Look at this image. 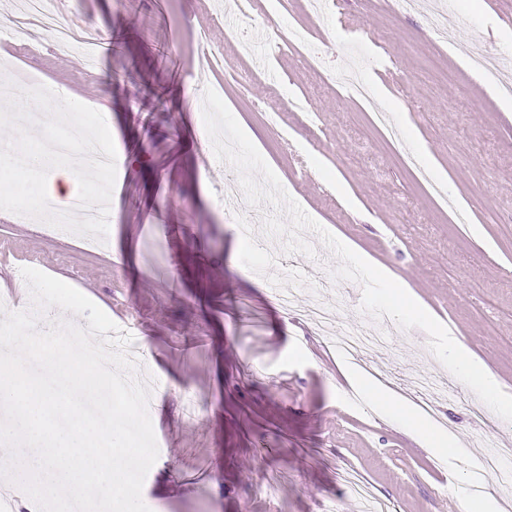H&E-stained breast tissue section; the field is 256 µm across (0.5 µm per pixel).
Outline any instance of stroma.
<instances>
[{"instance_id": "obj_1", "label": "stroma", "mask_w": 512, "mask_h": 512, "mask_svg": "<svg viewBox=\"0 0 512 512\" xmlns=\"http://www.w3.org/2000/svg\"><path fill=\"white\" fill-rule=\"evenodd\" d=\"M25 0H0V84L24 83L36 110L65 91L80 122L104 130L114 163L105 184L112 220L100 247L76 227L0 219V296L30 306L26 266L73 286L133 338L137 371L157 387L149 416L158 459L142 499L150 512H360L353 472L393 512H460L448 493L456 460L428 448L364 399L349 400L348 362L299 310L330 304L343 329L374 319L351 281L328 287L336 257L312 232L315 257L284 251L261 225L214 207L230 173L204 142L197 106L213 88L283 187L357 253L411 286L416 301L487 365L512 394V109L451 45L476 41L512 57V0H51L64 25L92 24L93 54L49 31L19 30ZM456 15L447 39L430 32L431 3ZM301 29L300 47L269 51L257 32ZM390 58L384 69L374 54ZM356 61L371 95L405 124L385 130L330 76ZM307 98L317 126L288 109ZM280 110L279 127L267 115ZM422 143L429 179L442 182L471 221L456 223L429 179L402 151ZM293 288L283 309L276 289ZM395 349L364 365L396 393L416 374L448 370L422 329L394 328ZM200 410L188 421V402ZM454 382L438 400L449 441L483 454L471 410Z\"/></svg>"}]
</instances>
